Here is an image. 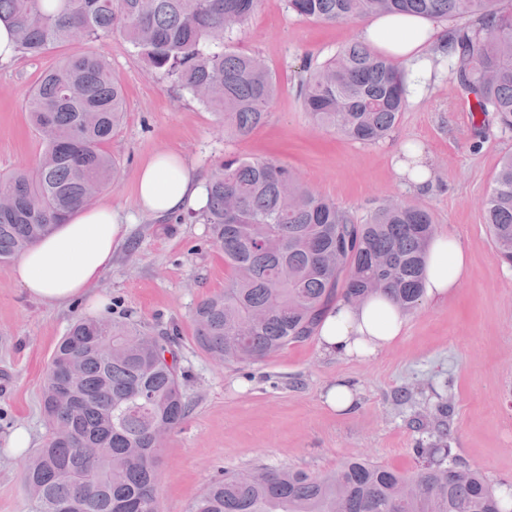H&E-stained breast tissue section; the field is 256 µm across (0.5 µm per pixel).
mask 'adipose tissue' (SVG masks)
Instances as JSON below:
<instances>
[{"mask_svg":"<svg viewBox=\"0 0 512 512\" xmlns=\"http://www.w3.org/2000/svg\"><path fill=\"white\" fill-rule=\"evenodd\" d=\"M446 30L420 16L381 15L362 25L361 41L374 51L407 65L413 86L432 74V57L445 40ZM394 164L396 174L414 189L431 187L434 170L422 148L403 146ZM200 197V184L180 156L170 151L153 155L140 168L136 204L144 213L163 217L188 208ZM127 232L111 205L83 208L14 263L11 276L32 298L46 305H64L88 295L111 269L112 256ZM471 274L468 249L454 235H434L427 246L423 278L424 300L443 302L456 293ZM407 315L382 293L357 303L337 301L317 328L321 349L328 354L369 359L399 340Z\"/></svg>","mask_w":512,"mask_h":512,"instance_id":"adipose-tissue-1","label":"adipose tissue"}]
</instances>
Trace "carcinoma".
<instances>
[{"mask_svg": "<svg viewBox=\"0 0 512 512\" xmlns=\"http://www.w3.org/2000/svg\"><path fill=\"white\" fill-rule=\"evenodd\" d=\"M502 0H288L291 13L324 23L374 15L456 21L433 64L473 100L481 120L512 131V7ZM258 0H0V21L19 52L38 57L75 39L119 32L148 69L247 135L271 107L277 83L257 55L237 51ZM303 111L325 131L361 143L385 139L407 102V73L357 40L307 67ZM124 91L94 51L47 70L26 101L45 149L33 167L0 178V264L34 245L95 190L118 181L105 145L124 114ZM498 257L512 264V152L483 201ZM189 216L209 225L231 274L194 313L197 345L225 363L262 360L308 340L337 298L358 301L380 284L405 312L420 305L428 209L388 201L360 221L305 185L277 159L224 156ZM173 341L129 317L80 318L48 365L41 408L44 447L23 464L31 512H160L164 438L188 417ZM424 463L400 472L363 458L333 471L256 468L214 477L189 512H499L497 489L477 469L448 463L450 449L419 448Z\"/></svg>", "mask_w": 512, "mask_h": 512, "instance_id": "carcinoma-1", "label": "carcinoma"}]
</instances>
